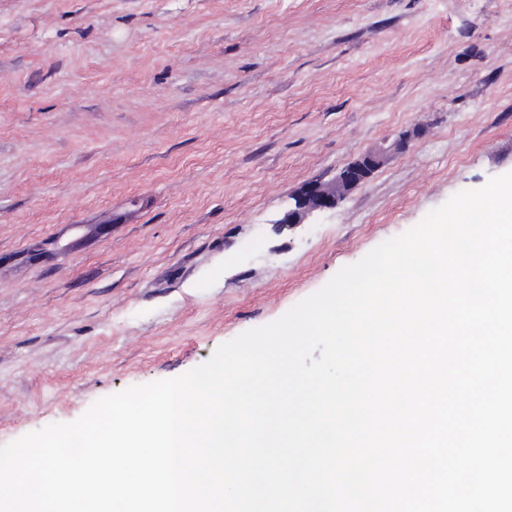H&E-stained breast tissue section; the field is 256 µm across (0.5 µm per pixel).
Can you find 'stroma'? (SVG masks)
<instances>
[{
  "label": "stroma",
  "instance_id": "35a3bbf8",
  "mask_svg": "<svg viewBox=\"0 0 512 512\" xmlns=\"http://www.w3.org/2000/svg\"><path fill=\"white\" fill-rule=\"evenodd\" d=\"M510 172L512 0H0V445L190 371ZM386 151H370L361 159L346 166L335 178L328 181L313 180L292 197L293 202L284 217L278 220L292 229L299 224H307L315 213L336 207L354 187L363 183L382 163Z\"/></svg>",
  "mask_w": 512,
  "mask_h": 512
}]
</instances>
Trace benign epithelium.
<instances>
[{
    "instance_id": "obj_1",
    "label": "benign epithelium",
    "mask_w": 512,
    "mask_h": 512,
    "mask_svg": "<svg viewBox=\"0 0 512 512\" xmlns=\"http://www.w3.org/2000/svg\"><path fill=\"white\" fill-rule=\"evenodd\" d=\"M385 150L370 151L361 159L346 166L335 178L328 181L313 180L292 197V203L278 223L292 229L307 223L315 213L336 207L354 187L363 183L382 163Z\"/></svg>"
}]
</instances>
